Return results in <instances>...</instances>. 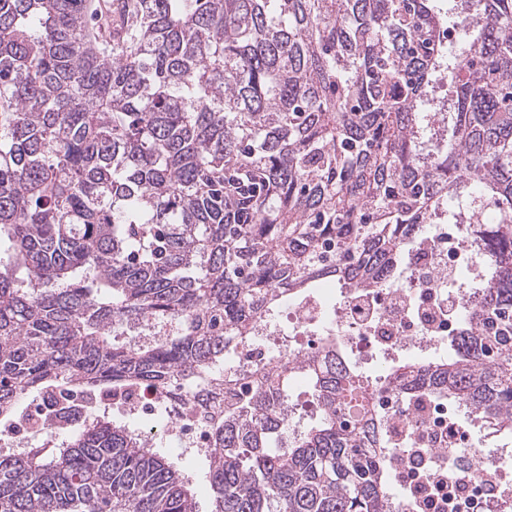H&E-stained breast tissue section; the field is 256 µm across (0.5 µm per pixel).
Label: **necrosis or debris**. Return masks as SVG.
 <instances>
[{
    "mask_svg": "<svg viewBox=\"0 0 512 512\" xmlns=\"http://www.w3.org/2000/svg\"><path fill=\"white\" fill-rule=\"evenodd\" d=\"M490 259L489 248L474 246L464 225L432 217L410 249L404 271L391 284L346 290L343 301L335 304L323 295L298 300L283 319L258 324L252 340L238 347L228 366H252L251 379L259 382L269 363L293 355L324 356L334 344L363 361L414 347L437 348L456 333L468 291L480 282ZM159 400V395L147 392L129 403L132 416L149 422L148 437L165 439L180 455L208 454L211 444L202 418L188 420L173 410L164 428L152 427ZM363 405V415L383 414L388 425L403 429L401 445L389 455L393 478L406 490L403 512H465V497L484 494L494 501L492 512H502L507 487L504 449L477 445L470 457L472 478L465 483L459 482L456 466L445 468L442 494H433L427 482L425 473L437 455L433 449L416 447L417 437L438 438L457 427L460 405L446 399L429 401L422 420L411 425L404 421L399 391L385 382L367 394Z\"/></svg>",
    "mask_w": 512,
    "mask_h": 512,
    "instance_id": "1",
    "label": "necrosis or debris"
}]
</instances>
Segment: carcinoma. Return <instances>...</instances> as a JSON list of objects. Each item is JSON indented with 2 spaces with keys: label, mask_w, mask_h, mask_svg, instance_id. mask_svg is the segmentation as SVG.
I'll return each mask as SVG.
<instances>
[{
  "label": "carcinoma",
  "mask_w": 512,
  "mask_h": 512,
  "mask_svg": "<svg viewBox=\"0 0 512 512\" xmlns=\"http://www.w3.org/2000/svg\"><path fill=\"white\" fill-rule=\"evenodd\" d=\"M469 2L0 0V420L70 390L86 411L0 452V512H198L194 478L98 409L145 390L222 398L211 512H394L396 442L355 414L376 383L346 352L253 388L224 363L322 277L398 271L451 202L495 259L449 358L392 379L512 432V0L473 25ZM297 373L317 421L290 436Z\"/></svg>",
  "instance_id": "1"
}]
</instances>
